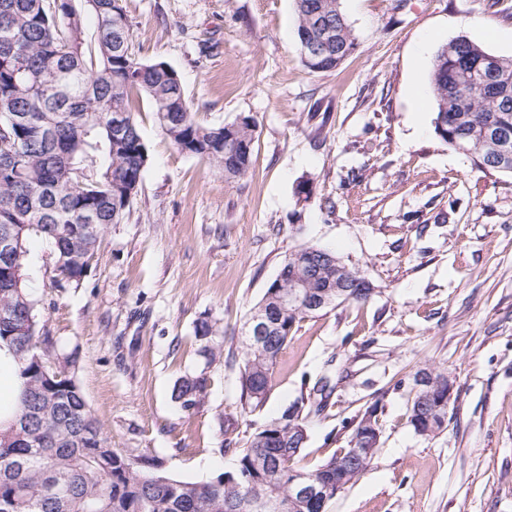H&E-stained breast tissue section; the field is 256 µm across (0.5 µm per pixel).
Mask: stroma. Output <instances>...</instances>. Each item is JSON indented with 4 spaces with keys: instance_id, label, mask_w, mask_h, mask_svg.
Segmentation results:
<instances>
[{
    "instance_id": "1",
    "label": "stroma",
    "mask_w": 512,
    "mask_h": 512,
    "mask_svg": "<svg viewBox=\"0 0 512 512\" xmlns=\"http://www.w3.org/2000/svg\"><path fill=\"white\" fill-rule=\"evenodd\" d=\"M341 3L359 47L313 74L294 0H125L132 52L170 64L201 121L255 118L251 165L225 178L142 110L149 161L129 215L106 233L82 287L53 288L45 255L31 288L58 353H76L82 392L116 450L210 480L236 463L220 449L221 427L244 447L331 374L336 388L308 421L299 467L348 447L372 404L380 444L328 512H512V176L479 171L415 106L450 40L512 57V0ZM302 244L362 268L377 292L299 322L265 406L242 413L241 339L208 366L195 325L208 315L241 329ZM426 367L454 382L448 425L429 437L407 420ZM200 368L211 385L188 414L173 386Z\"/></svg>"
}]
</instances>
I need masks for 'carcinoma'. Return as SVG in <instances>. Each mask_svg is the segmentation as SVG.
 <instances>
[{
    "label": "carcinoma",
    "mask_w": 512,
    "mask_h": 512,
    "mask_svg": "<svg viewBox=\"0 0 512 512\" xmlns=\"http://www.w3.org/2000/svg\"><path fill=\"white\" fill-rule=\"evenodd\" d=\"M297 39L317 37L309 16L322 10L336 26V42L325 49L312 73L329 72L357 48L341 0H295ZM94 20L93 35L87 34ZM132 29L123 0H0V152L14 150L18 170L0 167V229L12 217L30 214L18 232L11 267L19 286L3 287L0 269V347L22 364L17 411L0 428V512H327L336 498V472L351 482L371 458L352 462L355 448H370L380 432L378 405L357 417L349 448L312 469L296 467L308 440L305 399L266 420L237 449L233 470L202 482L179 479L155 459L117 452L89 406L77 380L76 357L55 354L56 341L42 324L43 299L29 288L31 246L39 242L53 261L52 286L82 285L102 238L130 211L148 162L140 134L137 103L147 100L164 136L181 152L208 161L231 179L249 170L256 122L247 116L234 131L235 147L224 152L226 125L199 121L174 68L143 61L130 50ZM432 124L448 146L470 157L482 170L512 175V167L489 164L492 132L512 133V57L487 52L458 37L443 46L430 73ZM125 126L112 129V115ZM335 253L300 245L285 258L253 311L276 318L278 331L245 349L240 367L241 409L263 407L272 389L278 356L296 324L318 310L306 300L336 295L346 277L349 292L331 306L365 303L376 293L364 271L334 263ZM202 342L205 366L224 353V327L210 317L194 329ZM427 401L415 397L408 420L415 432L431 436L445 428L431 411L448 394V374L430 370ZM210 378L206 370L187 372L172 398L185 411L203 402ZM335 389L330 377L312 388L316 411ZM269 465H257V455ZM305 474L327 489V501L289 506L292 480Z\"/></svg>",
    "instance_id": "1"
}]
</instances>
